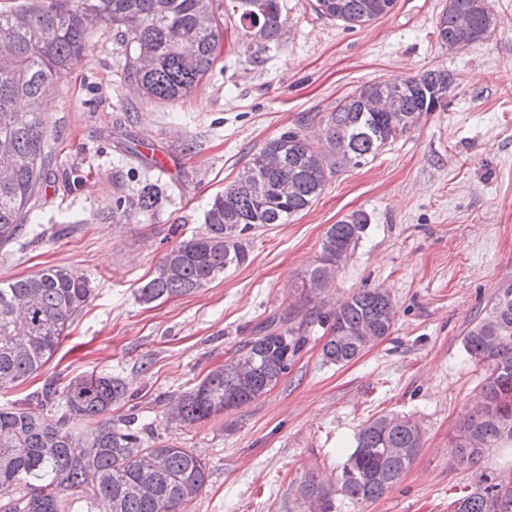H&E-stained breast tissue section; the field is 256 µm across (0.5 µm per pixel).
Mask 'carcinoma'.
I'll return each instance as SVG.
<instances>
[{
  "label": "carcinoma",
  "mask_w": 512,
  "mask_h": 512,
  "mask_svg": "<svg viewBox=\"0 0 512 512\" xmlns=\"http://www.w3.org/2000/svg\"><path fill=\"white\" fill-rule=\"evenodd\" d=\"M394 0H316L322 17L349 29L387 14ZM232 11L264 44L284 35L279 0H238ZM496 27L489 0H446L437 28L441 46L459 49ZM115 29L126 48L121 78L147 99L174 103L193 96L223 54L224 13L214 0H24L0 8V246L33 220L51 151L42 105L47 92L83 58L95 30ZM454 77L428 70L394 82L360 86L317 118L265 142L204 213V231L180 241L160 260L139 299L193 294L243 265L248 242L263 224H285L322 194L328 181L359 166L409 132L426 112L445 106ZM317 122L321 135L304 126ZM167 187L145 181L129 198L147 215ZM369 216L354 211L330 225L316 262L301 274L305 299L330 287L364 233ZM89 280L52 266L26 278L0 281V391L41 370L58 349L69 320L92 295ZM396 311L383 288L363 289L326 317L323 353L348 363L388 336ZM289 316L271 318L232 361L210 370L191 390L172 398L168 423L191 427L247 406L285 374L299 349ZM464 346L487 367L481 402L454 435L456 461L474 466L503 438H512V281L499 286L485 314L464 334ZM126 396L122 377L90 373L65 384L49 377L36 399L47 413L23 404L0 408V512H59L64 501H86L87 512H181L202 493L206 464L173 440L142 437L138 417H108ZM87 424L75 429L71 417ZM423 445L413 419L382 415L366 421L336 482L305 478L297 487L304 512H332L341 494L357 503L380 498ZM24 484V496L9 497ZM454 512H512V478L482 473Z\"/></svg>",
  "instance_id": "carcinoma-1"
}]
</instances>
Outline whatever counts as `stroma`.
I'll use <instances>...</instances> for the list:
<instances>
[{
    "label": "stroma",
    "mask_w": 512,
    "mask_h": 512,
    "mask_svg": "<svg viewBox=\"0 0 512 512\" xmlns=\"http://www.w3.org/2000/svg\"><path fill=\"white\" fill-rule=\"evenodd\" d=\"M280 2L287 33L258 63L237 16L225 17L223 58L191 98L162 104L121 82L125 47L113 30L93 32L49 93L53 163L35 202L37 226L0 247V280L63 266L94 292L51 360L0 392V407L32 403L50 376L120 375V413L137 414L209 468L185 512H300L296 488L308 473L336 474L367 420L406 415L424 429L408 469L375 501L336 496L333 512H453L477 469L457 464L452 437L485 376L463 336L512 280V0H491L495 31L454 51L436 37L445 0H395L355 29L318 17L314 0ZM432 69L454 77L444 108L345 168L288 223L257 228L240 267L193 294L138 301L167 250L203 230L209 200L267 140L366 83ZM147 145L170 157L171 174L152 166ZM146 177L163 179L169 194L150 219L116 205ZM356 210L370 218L364 235L331 288L303 300L300 276L326 230ZM370 288L391 294L390 335L350 363L326 362L330 332L319 315ZM286 313L304 344L268 393L190 428L166 424L169 396Z\"/></svg>",
    "instance_id": "1"
}]
</instances>
